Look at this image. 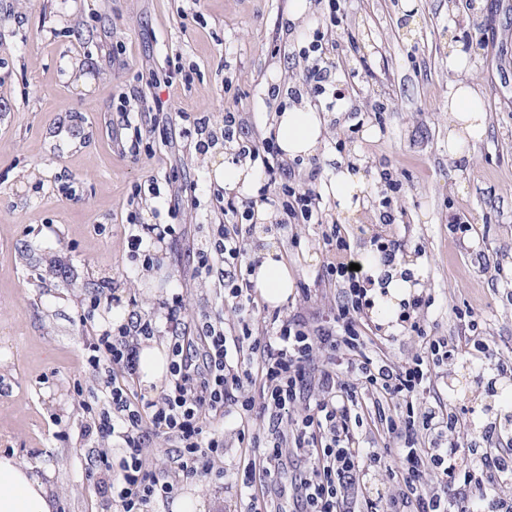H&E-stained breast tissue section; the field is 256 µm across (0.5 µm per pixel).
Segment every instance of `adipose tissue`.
<instances>
[{"mask_svg": "<svg viewBox=\"0 0 512 512\" xmlns=\"http://www.w3.org/2000/svg\"><path fill=\"white\" fill-rule=\"evenodd\" d=\"M478 95L472 85L457 83L448 101V151L457 153L468 140L481 139L487 128L486 113L477 111ZM272 127L286 157L298 158L315 154L326 134L321 112L311 106L292 107L273 116ZM347 216H356L362 207L367 185L362 174L341 165L325 186ZM364 268L372 279L388 275L385 287L374 288L372 302L377 318L389 319L400 312L416 289L415 283L402 269H385L381 259L368 257ZM251 281L257 294L269 305L285 302L294 288L287 263L276 249L266 250L254 267ZM54 487L42 480L32 468L14 457L0 455V512H54Z\"/></svg>", "mask_w": 512, "mask_h": 512, "instance_id": "adipose-tissue-1", "label": "adipose tissue"}]
</instances>
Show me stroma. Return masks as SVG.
Masks as SVG:
<instances>
[{"mask_svg": "<svg viewBox=\"0 0 512 512\" xmlns=\"http://www.w3.org/2000/svg\"><path fill=\"white\" fill-rule=\"evenodd\" d=\"M289 8L290 0H0V454L39 471L53 466L57 512H106L90 451L112 442L82 434L104 380L83 358L84 313L100 328L137 313L165 343L163 304L179 292L186 320L206 313L223 316L225 329L237 325L213 281L194 274L192 250L217 221L215 155L190 148L180 115L216 126L234 109L249 130L270 123L279 106L268 89L294 85L305 65L300 50L324 11L316 0L276 52ZM346 13L327 57L351 93L332 110L318 103L326 140L296 170L318 169L322 183L338 163L360 170L369 198L359 223L328 195L326 219L341 226L357 259L374 236L403 241L400 257L420 271V293L432 300L420 312L430 335L464 344L459 316L474 313L492 357L460 355L437 368L434 388L447 410L465 411L470 439L495 421L500 446L512 448V0H347ZM452 52L465 60L462 71L449 68ZM174 60L191 72L190 85L169 82ZM460 80L478 90L488 127L456 160L448 96ZM133 89L139 98L122 102ZM155 95L168 108L143 111ZM136 125L147 134L135 148ZM383 169L403 184L391 224L377 218ZM153 180L160 197L130 204L135 188ZM172 184L184 193L171 196ZM137 222L177 230L156 242L148 268L129 255ZM458 224L470 232H455ZM322 230L292 224L261 239L300 286L281 315L320 322L337 313L341 288L316 281L327 260ZM362 332L387 360L423 351L396 322L369 314ZM362 396L356 438L390 447L386 421L398 402L371 389ZM176 494L200 495L208 512H248L235 484L209 473L181 482Z\"/></svg>", "mask_w": 512, "mask_h": 512, "instance_id": "obj_1", "label": "stroma"}]
</instances>
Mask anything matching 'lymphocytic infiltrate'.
I'll use <instances>...</instances> for the list:
<instances>
[{"mask_svg":"<svg viewBox=\"0 0 512 512\" xmlns=\"http://www.w3.org/2000/svg\"><path fill=\"white\" fill-rule=\"evenodd\" d=\"M344 0H327V13L309 44L316 57L305 68L292 94L307 93L312 100L338 97L336 70L324 64L327 37L340 28ZM197 154H206L217 138L236 144L237 155L261 164L258 200L215 193V208L224 217L197 251L196 274L214 280L224 300L239 313L238 331L224 333L223 318L186 325L182 299L167 304L166 320L172 328L169 343V378L154 398L135 393L131 380L137 372V337L153 334L149 320L136 319L117 330L102 329L87 346L88 365L104 373L103 406L95 413L87 434L115 438L112 448L93 449L96 489L108 497L117 512H150L167 500L179 482L211 469L224 455V433L213 420L235 418L243 440L261 449L262 466L238 465L231 472L250 512H270L269 502L255 498L256 481L273 480L286 465L283 450L293 447L297 457L321 451L318 467L300 466L291 484L293 512H341L354 473H369L397 458L401 481L415 512H512V497L497 493L500 482L512 476V454L484 449L459 465L462 416L436 419L428 399L434 391L432 373L453 354L447 340L428 335L419 320L408 330L423 339L426 353L401 364L370 356L360 329L366 309L368 282L348 261L350 247L339 226L323 233L328 260L321 281L343 288V302L333 324L310 326L300 315L283 319L266 315L259 307L249 272L255 251L252 237L257 224L255 206L265 203L278 214V227L318 224L322 221V195L315 182L298 180L277 144L273 129L253 138L244 135L238 112L225 111L220 130L208 121L194 125ZM247 350L246 364L231 365L229 349ZM374 387L385 396L404 402L407 416L389 420L395 455L356 445L352 414L358 405L357 389ZM305 412L293 417L297 405ZM436 430L433 447L417 445L418 430ZM173 442L175 453L162 473L149 470L144 450L152 437ZM433 473L442 492L425 495L421 482Z\"/></svg>","mask_w":512,"mask_h":512,"instance_id":"obj_1","label":"lymphocytic infiltrate"}]
</instances>
